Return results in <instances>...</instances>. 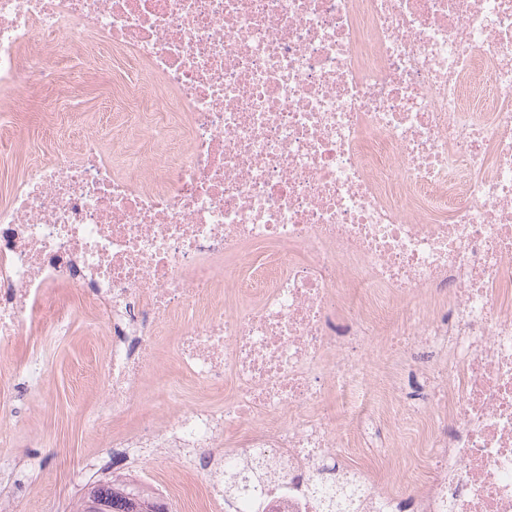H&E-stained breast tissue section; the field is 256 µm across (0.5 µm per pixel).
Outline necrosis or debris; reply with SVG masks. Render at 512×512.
Wrapping results in <instances>:
<instances>
[{"label": "necrosis or debris", "instance_id": "necrosis-or-debris-1", "mask_svg": "<svg viewBox=\"0 0 512 512\" xmlns=\"http://www.w3.org/2000/svg\"><path fill=\"white\" fill-rule=\"evenodd\" d=\"M102 48L153 92L0 207V347L80 290L112 420L171 339L223 404L115 445L183 448L206 512H512V0H0V124ZM419 427L420 487L335 464Z\"/></svg>", "mask_w": 512, "mask_h": 512}]
</instances>
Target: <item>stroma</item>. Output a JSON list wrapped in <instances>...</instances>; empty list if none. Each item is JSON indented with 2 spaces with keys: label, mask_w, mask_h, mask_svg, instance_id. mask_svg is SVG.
<instances>
[{
  "label": "stroma",
  "mask_w": 512,
  "mask_h": 512,
  "mask_svg": "<svg viewBox=\"0 0 512 512\" xmlns=\"http://www.w3.org/2000/svg\"><path fill=\"white\" fill-rule=\"evenodd\" d=\"M103 66L91 72L83 59H75L63 70L56 85L39 98H16L15 124L0 132V205L9 202L15 186L34 163L61 149L75 148L88 127L112 133L129 117L134 103L113 97L116 84L136 81L137 71L129 64L113 63L111 51H102ZM58 305L68 314L63 332L31 330L20 336L9 351L14 366L0 380L11 416L6 422L14 444L0 447V503L24 496L27 512H75L78 502L93 483L111 480L132 470V482L143 489L166 486L170 512H198L192 491L193 476L175 458L157 462L126 461L112 446L111 435L94 425L106 407L103 390L110 343L108 338L89 335L94 318L77 291L60 288ZM45 362L41 380L23 375L22 369L34 356ZM179 385L189 404L218 405L223 391L200 397L190 374L171 355L159 352L149 371V393L164 392ZM348 465L368 471L374 478H422L427 465L423 448L397 449L393 458L380 460L374 449L348 448Z\"/></svg>",
  "instance_id": "1"
}]
</instances>
